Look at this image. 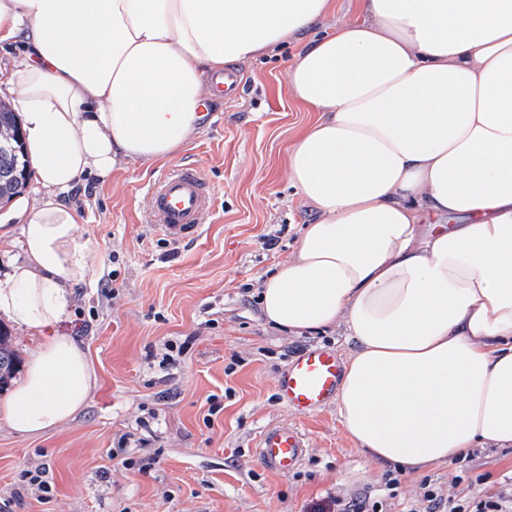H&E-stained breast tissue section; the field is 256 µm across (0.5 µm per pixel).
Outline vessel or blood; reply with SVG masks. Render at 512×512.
Returning a JSON list of instances; mask_svg holds the SVG:
<instances>
[{
	"mask_svg": "<svg viewBox=\"0 0 512 512\" xmlns=\"http://www.w3.org/2000/svg\"><path fill=\"white\" fill-rule=\"evenodd\" d=\"M147 221L174 241L195 239L213 207L214 190L202 172L190 165L169 170L150 189ZM341 377L338 353L329 348H310L277 377L275 392L287 414L307 416L327 406L335 397ZM256 454L269 471L285 476L302 463L307 443L293 424L282 421L258 434Z\"/></svg>",
	"mask_w": 512,
	"mask_h": 512,
	"instance_id": "b4317fda",
	"label": "vessel or blood"
}]
</instances>
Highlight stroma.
Here are the masks:
<instances>
[{"instance_id":"stroma-1","label":"stroma","mask_w":512,"mask_h":512,"mask_svg":"<svg viewBox=\"0 0 512 512\" xmlns=\"http://www.w3.org/2000/svg\"><path fill=\"white\" fill-rule=\"evenodd\" d=\"M296 45L230 67L231 90L207 97L202 126L157 163L119 160L108 178H82L68 199L91 253L86 283L60 333L82 342L96 382L67 423L39 436L0 422V502L9 512H425L424 486L451 504L512 495V449L406 474L366 460L335 405L294 418L308 452L279 476L255 453L284 419L276 377L313 346L347 354L345 330L294 336L259 318L269 272L294 254L315 214L290 186L285 157L311 113L287 87ZM192 164L212 184L200 235L175 242L145 223L150 185ZM181 346L174 366L160 360ZM153 459L147 473L126 459ZM44 466L51 499L25 489Z\"/></svg>"}]
</instances>
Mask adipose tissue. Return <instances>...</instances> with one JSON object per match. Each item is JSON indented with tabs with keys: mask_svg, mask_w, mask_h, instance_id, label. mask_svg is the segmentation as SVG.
Wrapping results in <instances>:
<instances>
[{
	"mask_svg": "<svg viewBox=\"0 0 512 512\" xmlns=\"http://www.w3.org/2000/svg\"><path fill=\"white\" fill-rule=\"evenodd\" d=\"M358 5L316 36L334 0H0V44H22L0 89L38 184L0 281V315L39 336L0 399L13 432L68 422L96 381L53 331L89 272L65 193L167 159L199 131L208 76L295 40L288 87L317 118L287 175L316 218L265 278L264 320L344 327L336 406L366 459L420 474L512 448V0Z\"/></svg>",
	"mask_w": 512,
	"mask_h": 512,
	"instance_id": "adipose-tissue-1",
	"label": "adipose tissue"
}]
</instances>
